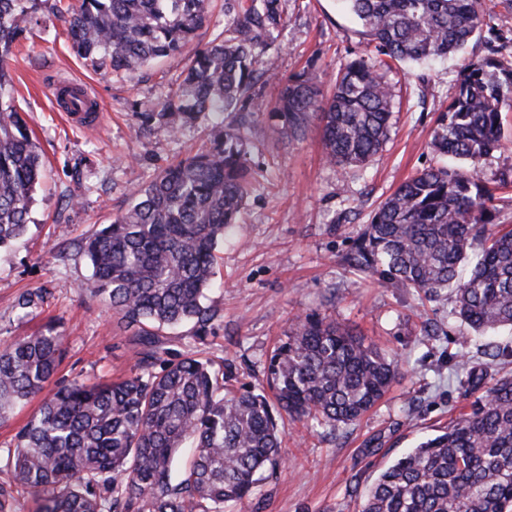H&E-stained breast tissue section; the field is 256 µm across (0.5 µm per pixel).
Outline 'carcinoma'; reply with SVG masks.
Wrapping results in <instances>:
<instances>
[{"instance_id":"cac0c4a2","label":"carcinoma","mask_w":512,"mask_h":512,"mask_svg":"<svg viewBox=\"0 0 512 512\" xmlns=\"http://www.w3.org/2000/svg\"><path fill=\"white\" fill-rule=\"evenodd\" d=\"M48 2L0 0V249L25 233L43 173L7 64L27 31L22 23ZM342 2L369 36L364 52L338 69L330 96L304 70L278 81L268 103L255 87L270 81L264 53L285 24L282 0H224V31L204 45L195 38L211 0H76L69 10L74 52L116 75L184 58L182 82L144 115L145 125L176 135L212 116L220 131L209 149L163 169L80 244L92 297L138 327L135 373L54 383L64 340L55 327L0 340V421L54 385L7 462L36 512H225L253 495L259 470L279 465L282 415L352 424L399 375L397 357L336 320L297 315L264 364L272 404L251 387L229 390L224 363L174 353L159 336L190 324L203 342L213 330L217 311L204 300L215 251L251 190V117L266 112L297 139L317 118L325 159L343 169L364 165L390 133L392 63L420 64L495 37L484 0ZM511 102L512 59L493 47L466 59L431 136L439 161L378 206L348 255L390 288L426 299L452 289L455 314L478 333L512 328V228L494 224L495 190L512 174L493 186L478 175L483 159L506 148L501 110ZM463 395L474 397L469 411L383 470L359 512H512V374L475 377ZM189 440L195 454L177 469Z\"/></svg>"}]
</instances>
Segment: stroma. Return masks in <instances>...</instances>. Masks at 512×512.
<instances>
[{
  "mask_svg": "<svg viewBox=\"0 0 512 512\" xmlns=\"http://www.w3.org/2000/svg\"><path fill=\"white\" fill-rule=\"evenodd\" d=\"M286 26L266 54L269 71L310 69L329 79L363 52L367 38L337 0H286ZM465 55L429 65L393 64L394 125L381 153L367 165L341 169L325 162L318 122L305 136L288 137L267 116L251 132L258 176L240 222L217 250L215 283L206 303L219 317L205 342L190 326L163 331L168 348L224 361L233 386L258 383L267 357L283 340L295 313L336 318L395 354L402 372L382 401L359 421L336 427L289 422L282 463L264 472L242 512H357L379 473L427 437L448 426L467 405L462 396L471 368L505 370L494 359L512 349V331L478 334L454 314V295L418 298L363 278L345 262L374 209L403 181L435 164L427 147L451 102ZM182 63L161 58L141 71L113 74L77 57L65 23L45 14L13 48V96L42 151L44 175L34 194L29 230L14 249L0 252V339L56 326L64 338L58 377L94 382L130 375L138 359L135 327L91 299V269L79 243L126 209L154 174L186 154L208 148L205 128L172 137L143 128L142 115L176 89ZM89 83L103 113L81 130L52 104L53 79ZM28 292L37 299L18 308ZM36 394L0 422V487L8 512H33L29 491L14 485L6 464L16 434L44 401Z\"/></svg>",
  "mask_w": 512,
  "mask_h": 512,
  "instance_id": "1",
  "label": "stroma"
}]
</instances>
